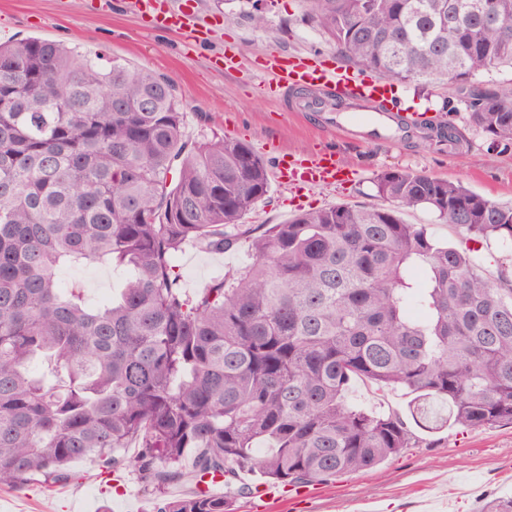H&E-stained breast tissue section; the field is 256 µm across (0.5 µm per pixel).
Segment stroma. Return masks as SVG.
<instances>
[{"label": "stroma", "instance_id": "35a3bbf8", "mask_svg": "<svg viewBox=\"0 0 512 512\" xmlns=\"http://www.w3.org/2000/svg\"><path fill=\"white\" fill-rule=\"evenodd\" d=\"M179 10V24L165 32L145 27L142 15L125 0H0V41L27 38L63 42L102 52L132 67L169 79L185 112V133L193 140L220 133L249 144L268 166L283 153H336L353 170L351 180L300 191L272 183L267 198L244 219L245 227L282 224L294 215L337 204L382 205L377 174L403 168L463 183L488 198L512 205V153L488 149L486 136L469 123L465 108L442 111L454 88L442 80L417 94L414 84L393 83L401 111L426 113L435 125L454 127L464 140L447 142L409 137H365V123L347 119L342 127L325 123L321 113L302 111L311 93L294 91L280 100L273 77L264 71L268 55L320 54L342 63L319 27L308 19L305 0H167ZM263 14V25L253 17ZM228 58L231 72L215 65ZM409 224L429 225L439 240L467 248L480 258L488 276L512 265V245L474 239L440 223L428 209L404 212ZM247 246L209 252L185 246L176 256L186 294L197 293L213 278L242 266ZM360 406L398 414L422 441L377 467L295 488L268 500L258 493L236 496L233 512H481L487 499L512 496V425L462 428L444 424L446 410L434 404L426 417L414 416L411 394L377 389L357 381L347 393ZM72 477L52 490L39 484L16 491L0 488V512H153V497L139 476L124 472L120 481L86 461L69 466Z\"/></svg>", "mask_w": 512, "mask_h": 512}]
</instances>
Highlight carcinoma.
Here are the masks:
<instances>
[{"instance_id":"cac0c4a2","label":"carcinoma","mask_w":512,"mask_h":512,"mask_svg":"<svg viewBox=\"0 0 512 512\" xmlns=\"http://www.w3.org/2000/svg\"><path fill=\"white\" fill-rule=\"evenodd\" d=\"M351 63L426 86L441 78L488 149L512 152V0H307ZM170 80L89 49L0 42V487H50L88 460L132 470L156 512H232L244 475L300 485L359 472L420 440L347 401L355 380L448 405L444 422L512 424V269L484 276L466 251L407 224L424 206L512 243V207L400 168L375 188L394 207L337 205L240 231L268 165L224 135L195 141ZM249 260L187 295L176 253ZM122 277L92 303L64 267ZM138 448L130 455L127 449ZM193 455L185 473L182 461ZM224 494L167 500L184 476Z\"/></svg>"}]
</instances>
